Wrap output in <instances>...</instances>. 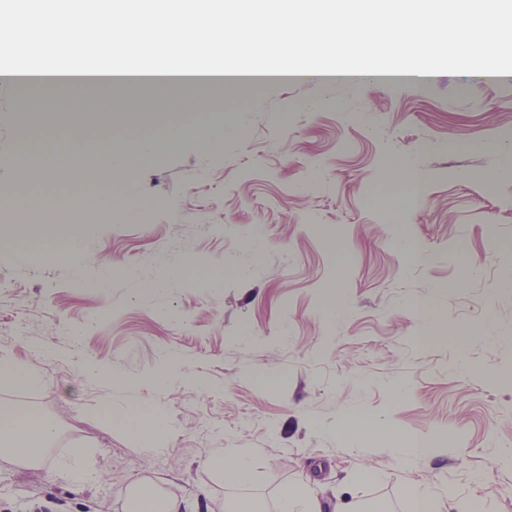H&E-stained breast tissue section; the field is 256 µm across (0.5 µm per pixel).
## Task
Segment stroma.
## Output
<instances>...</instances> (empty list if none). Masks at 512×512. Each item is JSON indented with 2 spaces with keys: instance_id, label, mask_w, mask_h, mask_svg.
I'll use <instances>...</instances> for the list:
<instances>
[{
  "instance_id": "stroma-1",
  "label": "stroma",
  "mask_w": 512,
  "mask_h": 512,
  "mask_svg": "<svg viewBox=\"0 0 512 512\" xmlns=\"http://www.w3.org/2000/svg\"><path fill=\"white\" fill-rule=\"evenodd\" d=\"M447 45L430 54L425 87L270 82L203 108L157 97L136 123L109 128L93 117L113 112L111 93L86 94L76 126L16 111L25 87L0 82V160L114 139L165 155L129 174L16 185L112 197L130 184L141 205L94 220L79 268L45 262L55 243L38 224L0 248V358L45 380H0V401H25L57 428L39 464L0 453V512H127L137 484L184 512L238 498L278 512L285 489L320 512H411L416 485L427 512L458 500L512 512V178L501 175L512 43L494 83ZM214 122L224 140L207 149L193 130ZM395 163L420 171L422 194L398 227L377 205L408 190ZM99 361L118 385L89 374ZM105 401L116 415L160 406L167 437L143 447L100 416ZM349 419L385 430L355 446L336 435ZM392 432L429 452L391 453ZM243 450L248 477L221 476L216 457ZM75 456L90 482L63 475Z\"/></svg>"
}]
</instances>
